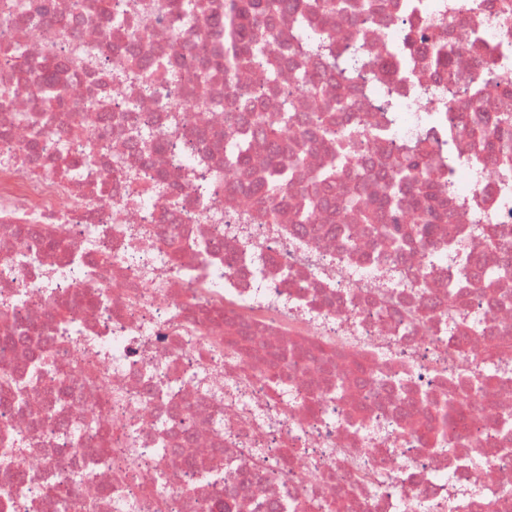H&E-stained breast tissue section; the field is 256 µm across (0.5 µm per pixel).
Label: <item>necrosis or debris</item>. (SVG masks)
<instances>
[{
	"label": "necrosis or debris",
	"instance_id": "1",
	"mask_svg": "<svg viewBox=\"0 0 512 512\" xmlns=\"http://www.w3.org/2000/svg\"><path fill=\"white\" fill-rule=\"evenodd\" d=\"M73 1L28 0L34 29L17 0H0V300L21 328H0V372L25 376L43 350L67 366L0 390V432L14 441L0 466L9 512H217L225 499L230 512H274L278 501L285 512H476L488 495L491 512H512V435L499 431L512 423V174L491 156L472 165L473 143L449 140L454 175L434 181L452 207L442 231L493 273L450 293L447 269L424 273L440 248L412 242L403 263H382L381 227L359 213L301 226L294 195L267 220L225 169L235 115L221 66L179 85L191 120L178 128L158 97L113 85L131 56L149 69L215 55L222 0H202L188 27L158 16L155 0L130 12L124 0ZM499 2L385 0L367 21L306 14L337 50L362 37L399 94L403 120L388 130L367 102L341 111L337 133L365 130L346 168L390 164L427 125L447 129L449 111L496 114L500 94L449 101L426 61L444 34L459 45L457 82L489 67L512 92V24H497ZM277 30L264 44L284 60L274 83L246 65L235 86L270 111L290 93L299 111L322 114L341 98L336 73L292 53L291 14ZM50 61L63 66L59 112L37 94ZM300 70L321 75V98L297 93ZM147 151L171 197L129 196ZM201 151L200 174L187 162ZM91 154L96 169L82 174ZM214 278L222 288L204 291ZM387 294L420 321L403 323ZM72 336L105 352L100 380L86 378ZM454 392L467 399L454 446L425 449L436 406ZM359 468L369 481L356 480Z\"/></svg>",
	"mask_w": 512,
	"mask_h": 512
}]
</instances>
